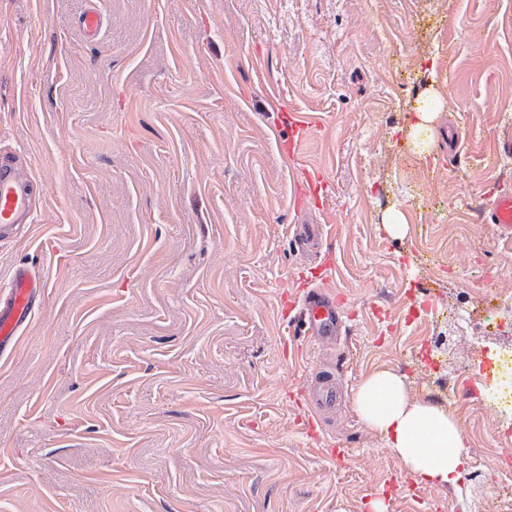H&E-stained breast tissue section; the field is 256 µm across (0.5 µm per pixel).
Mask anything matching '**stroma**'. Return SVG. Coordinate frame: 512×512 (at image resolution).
<instances>
[{
  "instance_id": "1",
  "label": "stroma",
  "mask_w": 512,
  "mask_h": 512,
  "mask_svg": "<svg viewBox=\"0 0 512 512\" xmlns=\"http://www.w3.org/2000/svg\"><path fill=\"white\" fill-rule=\"evenodd\" d=\"M510 134L512 0H0V155L40 192L0 288L48 284L0 356V512H485V407L512 373L482 352L512 321L471 324L488 284L512 295V229L483 221L512 193ZM314 173L320 207L298 202ZM317 267L343 320L326 349L292 305ZM377 370L412 401L475 377L449 407L458 487L417 484L363 423Z\"/></svg>"
}]
</instances>
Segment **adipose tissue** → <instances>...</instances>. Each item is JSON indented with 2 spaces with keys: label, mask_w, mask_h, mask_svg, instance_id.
I'll use <instances>...</instances> for the list:
<instances>
[{
  "label": "adipose tissue",
  "mask_w": 512,
  "mask_h": 512,
  "mask_svg": "<svg viewBox=\"0 0 512 512\" xmlns=\"http://www.w3.org/2000/svg\"><path fill=\"white\" fill-rule=\"evenodd\" d=\"M366 426L381 434L415 480L431 486H457L464 465L459 420L447 409L410 402L403 378L391 371L373 373L355 394Z\"/></svg>",
  "instance_id": "ef3b65f1"
}]
</instances>
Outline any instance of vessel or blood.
Wrapping results in <instances>:
<instances>
[{
  "mask_svg": "<svg viewBox=\"0 0 512 512\" xmlns=\"http://www.w3.org/2000/svg\"><path fill=\"white\" fill-rule=\"evenodd\" d=\"M31 182L30 173L23 167L9 159L0 161V237L32 223L38 204L30 191ZM487 221L512 226V195L504 194L495 200ZM46 288L41 276L24 268L14 271L5 296L0 297V352L14 345ZM302 314L304 330L316 345L335 341L342 319L333 294L309 290L303 300Z\"/></svg>",
  "mask_w": 512,
  "mask_h": 512,
  "instance_id": "vessel-or-blood-1",
  "label": "vessel or blood"
}]
</instances>
